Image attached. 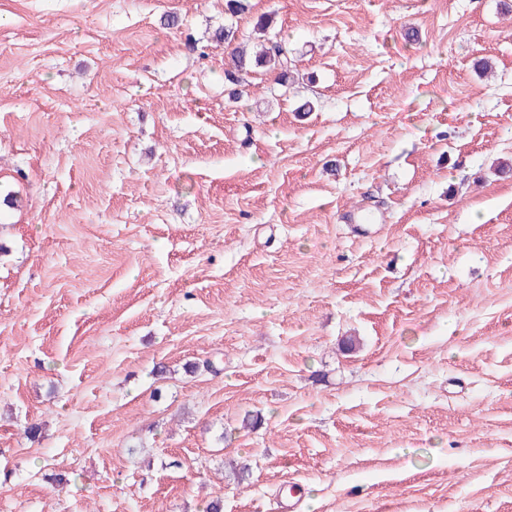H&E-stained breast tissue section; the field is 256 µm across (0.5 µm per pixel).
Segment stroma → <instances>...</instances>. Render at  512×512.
<instances>
[{
    "mask_svg": "<svg viewBox=\"0 0 512 512\" xmlns=\"http://www.w3.org/2000/svg\"><path fill=\"white\" fill-rule=\"evenodd\" d=\"M248 4L0 0V512H512V14ZM216 38L224 40V43L228 45H235L231 50L233 67L231 70L225 71V78L230 84L235 86L249 85L250 68L252 66L260 67L264 63L272 64L278 71L277 80L279 82L286 83L290 79L292 61L285 55L277 40L268 38L261 45V50L255 55V61L253 62L247 57L246 49L238 43L236 31L232 28L220 30L216 33Z\"/></svg>",
    "mask_w": 512,
    "mask_h": 512,
    "instance_id": "35a3bbf8",
    "label": "stroma"
}]
</instances>
